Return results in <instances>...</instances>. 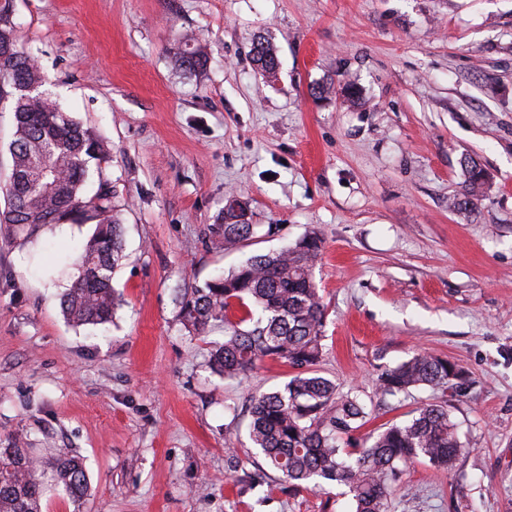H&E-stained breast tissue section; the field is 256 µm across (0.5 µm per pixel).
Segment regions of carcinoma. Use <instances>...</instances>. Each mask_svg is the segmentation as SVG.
Wrapping results in <instances>:
<instances>
[{
	"instance_id": "carcinoma-1",
	"label": "carcinoma",
	"mask_w": 512,
	"mask_h": 512,
	"mask_svg": "<svg viewBox=\"0 0 512 512\" xmlns=\"http://www.w3.org/2000/svg\"><path fill=\"white\" fill-rule=\"evenodd\" d=\"M253 61L272 74L277 57L265 40L252 47ZM206 50L186 39L175 61L183 71L207 66ZM46 77L19 45L9 4L0 6V103L12 101L15 117L8 150L11 163L0 189V225L25 242L39 239L41 228L66 223L92 224L94 231L72 259L77 276L60 298L64 318L76 325H98L112 319L118 298L112 278L124 258L120 209L112 186L101 179L88 192L92 163L105 158L100 138L84 129L44 90ZM46 158L48 171L31 174L33 158ZM464 193L450 207H476L485 170L463 161ZM257 225L237 219L233 210L219 212L214 224L215 246L242 244L256 235ZM322 240L310 232L280 251L257 254L228 274L196 288L182 301L181 315L196 335L208 336L213 323H224V341L210 352V365L228 379H239L258 362L282 360L296 374L280 389L251 401L249 436L264 464L288 488L311 483H336L348 488L355 512H389L393 494L402 486L406 464L414 459L450 468L463 448L448 409L427 403L403 424H391L363 443L345 448L341 435L364 424L366 405L354 392H341L336 383L318 375L326 309L319 296L313 268ZM463 373L447 358L416 353L385 370L379 387L385 394L405 393L418 386L434 391L458 389ZM81 457L69 448H56L46 461L13 441L0 448V512H41L50 488L76 502L87 491Z\"/></svg>"
}]
</instances>
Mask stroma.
Instances as JSON below:
<instances>
[{
    "instance_id": "35a3bbf8",
    "label": "stroma",
    "mask_w": 512,
    "mask_h": 512,
    "mask_svg": "<svg viewBox=\"0 0 512 512\" xmlns=\"http://www.w3.org/2000/svg\"><path fill=\"white\" fill-rule=\"evenodd\" d=\"M10 5L48 89L108 141L102 176L124 205L104 326L72 327L59 307L91 225L44 231L47 251L0 231V447L71 448L88 476L80 502L50 492L42 512H352L345 486L291 491L256 472L250 401L288 364L224 379L209 365L222 332L200 338L180 317L193 289L311 229L317 370L366 403L358 438L443 401L464 446L449 471L412 463L415 493L389 512H512V0ZM186 33L207 47L204 72L173 65ZM260 36L271 77L251 60ZM467 157L487 173L469 213L449 206ZM232 203L261 232L218 251L211 228ZM417 351L468 385L382 394L381 372Z\"/></svg>"
}]
</instances>
